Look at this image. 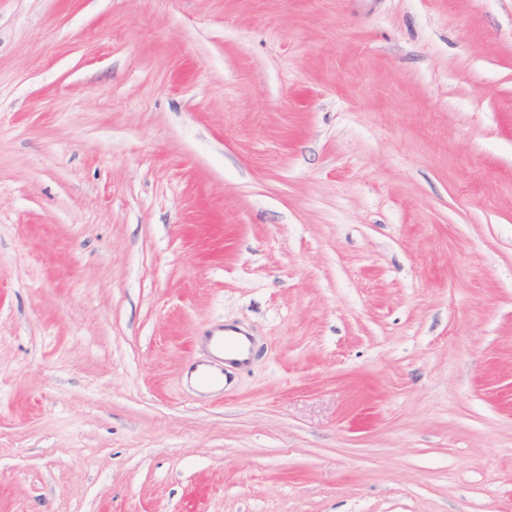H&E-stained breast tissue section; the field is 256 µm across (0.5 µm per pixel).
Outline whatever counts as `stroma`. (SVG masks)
<instances>
[{
  "instance_id": "stroma-1",
  "label": "stroma",
  "mask_w": 512,
  "mask_h": 512,
  "mask_svg": "<svg viewBox=\"0 0 512 512\" xmlns=\"http://www.w3.org/2000/svg\"><path fill=\"white\" fill-rule=\"evenodd\" d=\"M0 512H512V0H0ZM204 344L219 354L235 357L224 358V364L233 362L243 366L250 362L253 340L248 334L241 335L237 328L220 327L205 336Z\"/></svg>"
}]
</instances>
